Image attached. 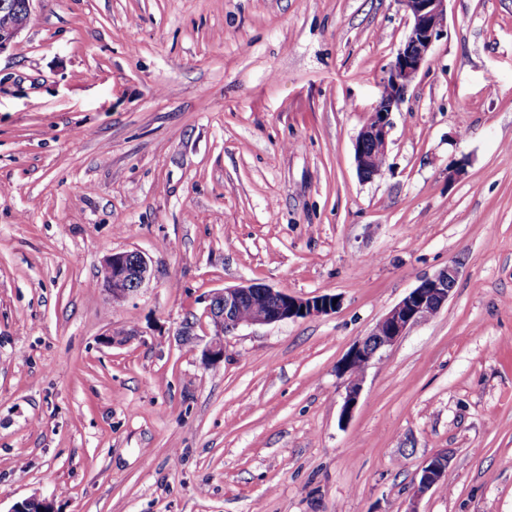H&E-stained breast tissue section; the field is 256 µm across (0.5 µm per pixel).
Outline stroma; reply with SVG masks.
Masks as SVG:
<instances>
[{"mask_svg":"<svg viewBox=\"0 0 512 512\" xmlns=\"http://www.w3.org/2000/svg\"><path fill=\"white\" fill-rule=\"evenodd\" d=\"M407 29L398 0H35L0 53V512H512V0H448L366 181ZM127 250L153 276L116 303ZM452 264L341 420L337 365ZM244 280L339 305L203 365L176 331ZM151 275L149 259L139 251L113 252L101 268L102 285L115 302L136 295ZM448 475V457L440 454L429 459L420 470L417 494H423L441 485Z\"/></svg>","mask_w":512,"mask_h":512,"instance_id":"35a3bbf8","label":"stroma"}]
</instances>
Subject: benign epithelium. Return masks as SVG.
<instances>
[{"label":"benign epithelium","mask_w":512,"mask_h":512,"mask_svg":"<svg viewBox=\"0 0 512 512\" xmlns=\"http://www.w3.org/2000/svg\"><path fill=\"white\" fill-rule=\"evenodd\" d=\"M34 0L10 3L18 11V20L0 28V53L17 43L27 27ZM409 20V29L395 60L383 71L379 81V98L370 118L355 141L357 171L364 180L382 174L386 158L392 114L399 109L408 88L421 68L428 62L434 41L442 34L447 22V0H398ZM459 274L450 265L420 284L389 310L372 331L357 342L337 367L348 381L347 394L341 409V420L351 417L362 390L364 369L385 348L394 345L413 325L435 314L448 302ZM149 259L139 251H120L108 255L101 268V281L115 302L136 295L150 280ZM257 300L262 307L248 316L241 315L243 303ZM334 297H299L256 282L224 288L208 295L205 317L209 319L204 335L197 333L198 320L186 319L177 336L198 346L205 343L201 361L208 365L224 357V337L243 325H269L299 318H312L336 309ZM448 475V457L443 454L429 459L420 470L417 493L423 494L441 485Z\"/></svg>","instance_id":"obj_1"}]
</instances>
